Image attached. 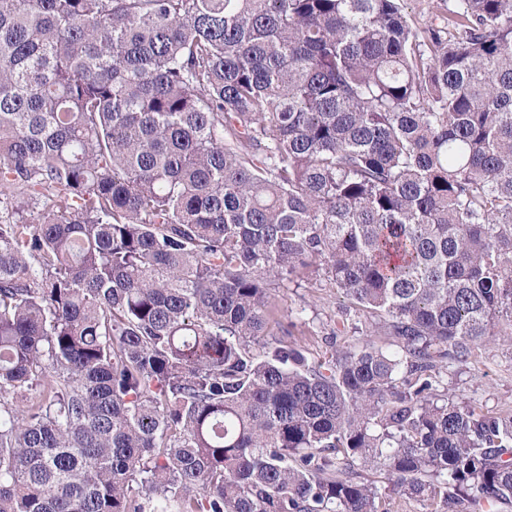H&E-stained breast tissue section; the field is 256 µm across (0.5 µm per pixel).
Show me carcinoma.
<instances>
[{
	"label": "carcinoma",
	"instance_id": "cac0c4a2",
	"mask_svg": "<svg viewBox=\"0 0 512 512\" xmlns=\"http://www.w3.org/2000/svg\"><path fill=\"white\" fill-rule=\"evenodd\" d=\"M437 11L0 0V512H512L438 393L512 337V0ZM320 264L396 349L288 343Z\"/></svg>",
	"mask_w": 512,
	"mask_h": 512
}]
</instances>
